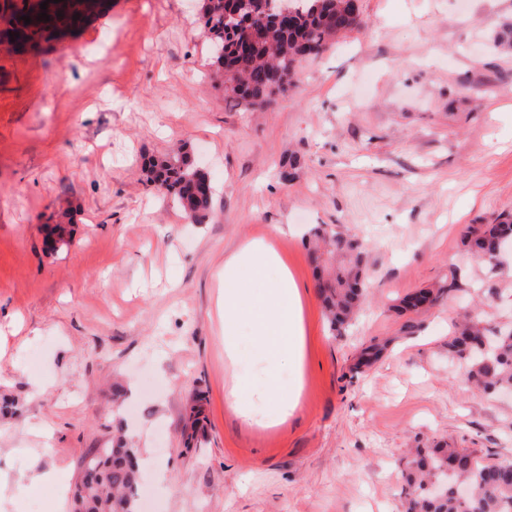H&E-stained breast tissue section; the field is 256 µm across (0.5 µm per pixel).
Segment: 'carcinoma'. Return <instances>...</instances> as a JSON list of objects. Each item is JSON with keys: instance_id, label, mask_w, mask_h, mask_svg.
I'll return each mask as SVG.
<instances>
[{"instance_id": "1", "label": "carcinoma", "mask_w": 512, "mask_h": 512, "mask_svg": "<svg viewBox=\"0 0 512 512\" xmlns=\"http://www.w3.org/2000/svg\"><path fill=\"white\" fill-rule=\"evenodd\" d=\"M244 18L254 17L249 50L236 49L235 33L224 24L226 0H203L202 20L212 50V65L224 77V91L251 110L271 102L278 83L294 74L305 50L321 52L340 36V29L353 30L359 18L349 19L345 0H288L293 9L292 23H276L281 0H233ZM14 32L18 48L35 45L42 19L31 18L28 0H15ZM149 179L191 218L206 217L211 209L212 192L202 187L208 182L204 172L192 167L186 155L177 151L154 161ZM316 261L315 276L327 311L330 329L348 324L361 308L367 283L364 275L366 245L363 240L336 228L317 224L310 228ZM512 240V215L501 214L490 224H470L464 234L467 251L482 261L496 258L500 239ZM459 290L455 277L433 287L405 296L400 307L419 312L444 296ZM388 342L370 340L362 345L352 370L356 373L377 362ZM448 357L465 362L467 381L478 391L491 395L512 388V328H499L487 337L481 321L466 311L448 336ZM406 491V512H512V462L488 461L477 451L459 448L451 441H436L417 448L401 470ZM462 480L472 488L468 499L454 490ZM432 481L445 483V493L436 499L426 491ZM138 461L134 448L118 435L112 447L99 449L86 464L85 475L75 494V512H140Z\"/></svg>"}]
</instances>
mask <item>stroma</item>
I'll return each instance as SVG.
<instances>
[{
	"instance_id": "stroma-1",
	"label": "stroma",
	"mask_w": 512,
	"mask_h": 512,
	"mask_svg": "<svg viewBox=\"0 0 512 512\" xmlns=\"http://www.w3.org/2000/svg\"><path fill=\"white\" fill-rule=\"evenodd\" d=\"M200 6L105 0L38 51L0 40V512H72L120 433L146 512H404L410 448L451 437L512 461V395L476 392L446 347L462 306L512 324V253L489 266L461 242L512 212V52L493 47L512 0H359L360 28L256 110L213 78ZM179 144L213 186L200 224L148 180ZM59 222L67 242L47 248ZM317 224L368 249L366 302L336 334ZM248 239L305 291V388L272 430L224 406L231 374L259 368L246 333L225 360L218 311L224 255ZM451 275L458 291L397 313ZM375 337L387 352L350 375Z\"/></svg>"
}]
</instances>
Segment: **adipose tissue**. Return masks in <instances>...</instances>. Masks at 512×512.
<instances>
[{
  "instance_id": "obj_1",
  "label": "adipose tissue",
  "mask_w": 512,
  "mask_h": 512,
  "mask_svg": "<svg viewBox=\"0 0 512 512\" xmlns=\"http://www.w3.org/2000/svg\"><path fill=\"white\" fill-rule=\"evenodd\" d=\"M224 355L236 360L240 324H248L262 355L264 384L255 385L233 376L224 394L227 409L242 422L265 429L279 427L296 410L306 371V341L302 290L272 242L246 240L224 258ZM293 364L299 377L295 384L281 380L277 368ZM266 397L276 408L260 418L248 409L253 395Z\"/></svg>"
}]
</instances>
